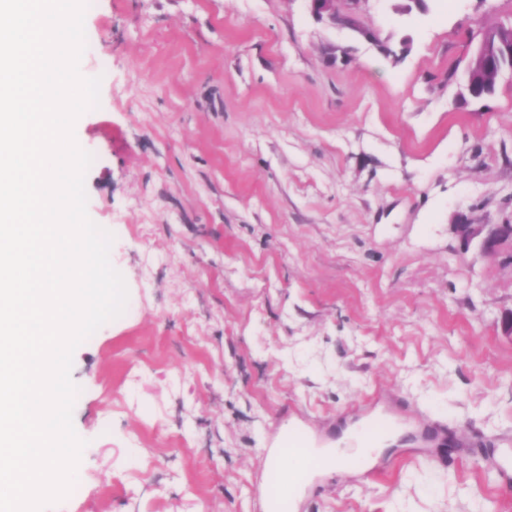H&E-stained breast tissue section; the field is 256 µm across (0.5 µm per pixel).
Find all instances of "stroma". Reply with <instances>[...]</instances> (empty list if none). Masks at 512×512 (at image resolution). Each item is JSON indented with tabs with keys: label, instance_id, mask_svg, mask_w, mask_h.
I'll return each mask as SVG.
<instances>
[{
	"label": "stroma",
	"instance_id": "1",
	"mask_svg": "<svg viewBox=\"0 0 512 512\" xmlns=\"http://www.w3.org/2000/svg\"><path fill=\"white\" fill-rule=\"evenodd\" d=\"M93 0L74 135L114 236L121 316L78 346L85 440L48 512H262L280 426L324 442L386 410L367 477L315 474L297 512H512V74L462 82L512 0ZM444 424L448 446L420 440ZM310 12L318 19L326 18L333 25H352L353 18L350 14L342 12L340 5L344 2L357 3L358 0H306Z\"/></svg>",
	"mask_w": 512,
	"mask_h": 512
}]
</instances>
